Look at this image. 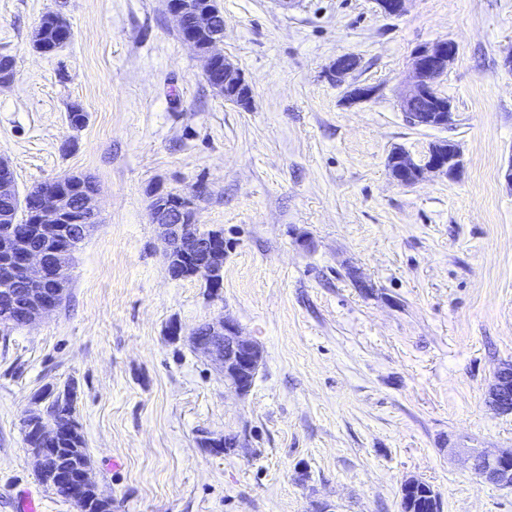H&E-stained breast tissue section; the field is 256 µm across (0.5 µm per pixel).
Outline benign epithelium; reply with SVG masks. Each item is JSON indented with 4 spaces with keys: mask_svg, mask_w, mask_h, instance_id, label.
I'll use <instances>...</instances> for the list:
<instances>
[{
    "mask_svg": "<svg viewBox=\"0 0 512 512\" xmlns=\"http://www.w3.org/2000/svg\"><path fill=\"white\" fill-rule=\"evenodd\" d=\"M166 10L175 19L182 41L194 50L205 73H210L214 61L224 62V76L212 81V88L229 103L237 106L248 104L251 88L240 68L218 50L224 31L214 30L209 11L201 10L194 0H166ZM52 17L61 39L51 48L40 41L33 42V48L43 54L62 48L68 41L70 24L67 18L60 11L52 13ZM456 53L455 43L447 40L425 45L414 53L399 96L400 109L413 125L454 123L452 103L437 95L435 85L447 72ZM400 162V171L393 175V179L405 185L404 174L413 169L421 176L427 173L453 175L460 167L461 152L459 146L450 141L441 147L429 148L419 163L407 153L400 156ZM14 187L13 170L7 161L0 159V195H11ZM206 193L204 187H194L174 196L158 193L150 204V216L167 245L165 258L169 276L174 280L184 279L188 274L200 277L211 289L223 281L224 238L201 229L197 224V202ZM95 197L96 190L92 189L83 193L77 203L71 204L66 195L46 185L32 212V223L40 225V230L50 241L39 246H23L20 238L12 233L0 237V256L8 262L17 263L9 277L10 288L48 283L54 287L48 295L42 293L37 298L31 294L25 296V325H32L57 310V298L64 292L69 273V225H78L84 237L90 234L95 225L87 223V219L98 215ZM187 257L196 260L194 269L188 274L177 266ZM189 341L218 366L225 384L239 393L251 389L263 352L257 342L242 335L235 321L224 318L205 323L191 333ZM488 401L503 412H512V382L494 378L488 391ZM467 453L471 468L479 478L491 473L498 487L512 490V448H469ZM52 480L72 486L71 506L74 512H84L87 486L92 481L91 466L73 468L60 465L54 470Z\"/></svg>",
    "mask_w": 512,
    "mask_h": 512,
    "instance_id": "7a95c632",
    "label": "benign epithelium"
}]
</instances>
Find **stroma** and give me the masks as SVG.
<instances>
[{
	"instance_id": "obj_1",
	"label": "stroma",
	"mask_w": 512,
	"mask_h": 512,
	"mask_svg": "<svg viewBox=\"0 0 512 512\" xmlns=\"http://www.w3.org/2000/svg\"><path fill=\"white\" fill-rule=\"evenodd\" d=\"M219 5L246 110L209 86L165 0H0V56L15 62L0 158L22 192L91 177L99 212L63 305L0 327V512L25 492L73 512L23 433L44 391L68 386L112 512H402L409 477L442 512H512V491L464 455L512 448V413L486 401L512 363V0H409L400 16L377 0ZM58 10L72 38L38 53ZM442 40L457 46L437 84L456 123L411 126V57ZM343 54L372 98L344 101ZM438 140L460 147L454 176L393 181L394 148L419 162ZM199 182L198 223L224 234L215 293L170 278L150 219L152 189ZM225 317L263 350L244 395L188 342ZM228 434L230 454L202 444Z\"/></svg>"
}]
</instances>
